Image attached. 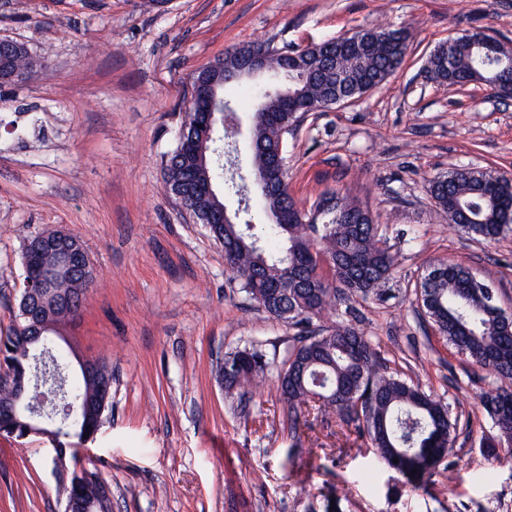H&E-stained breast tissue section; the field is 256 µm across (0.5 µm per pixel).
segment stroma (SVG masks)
<instances>
[{
  "label": "stroma",
  "instance_id": "obj_1",
  "mask_svg": "<svg viewBox=\"0 0 512 512\" xmlns=\"http://www.w3.org/2000/svg\"><path fill=\"white\" fill-rule=\"evenodd\" d=\"M372 27L410 32L403 65L287 135L288 190L306 212L349 190L396 258L382 296L321 323L355 325L457 419L453 455L418 490L319 403L291 423L276 376L296 328L249 299L164 187L195 74L254 43L305 48ZM475 30L512 41V0H0V39L40 61L0 83V335L26 240L79 238L97 279L57 346L112 365V415L78 462L107 483L111 512H324L330 499L341 512H512V462L482 401L499 381L439 334L420 297L435 263H460L512 312V232L467 234L429 193L454 168L512 174V103L423 71L435 46ZM246 347L264 354L265 381L227 396L216 363ZM52 456L45 436L0 435V512H64Z\"/></svg>",
  "mask_w": 512,
  "mask_h": 512
}]
</instances>
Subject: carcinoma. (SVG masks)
Segmentation results:
<instances>
[{"mask_svg": "<svg viewBox=\"0 0 512 512\" xmlns=\"http://www.w3.org/2000/svg\"><path fill=\"white\" fill-rule=\"evenodd\" d=\"M405 30L361 29L355 35L320 43L326 57L314 58V50H288V57L277 53L268 58L270 75L284 71L285 59L306 61L310 79L288 81L280 90L293 96L302 106L314 107L336 94L358 98L370 86H379L402 64L408 50ZM252 46L235 50L222 59L224 71L211 72L205 90L216 83V98H224V72L237 67L238 58ZM0 60L8 68L0 71L8 81L22 82L34 65L18 50L0 43ZM429 80L449 86L484 83L490 87H512V59L507 58L495 37L483 32H468L453 39V45L439 46L426 61ZM260 118L253 124L250 172L265 174L266 190L260 195L265 223L252 224V214L242 210L239 222L226 227L210 223L224 209L226 197L250 193L224 172L219 147L224 138L220 126L204 128V119L194 108L186 113L184 128L166 163V188L177 195L192 180H210L216 186L212 196L192 195L184 206L204 225L224 252L228 269L241 288L270 316L285 320L298 329L289 348L284 367L276 379V390L289 405L291 421L311 399L335 412L346 425L368 435L380 457L393 466L403 462V477L416 488L434 467L435 449L452 452L457 420L448 407L420 387L389 373L387 360L350 323L324 328L316 324L324 311L354 297H376L389 280L395 258L384 248L369 226L355 230L350 218L361 206L346 193L331 196L333 207L308 216L295 208L288 194L287 172L270 165L295 117L283 111L277 92H260ZM430 194L448 221L465 232L494 241L512 230V185L507 180L473 168H456L430 181ZM347 256L350 267H337L323 273L322 257ZM42 262L53 273V291L71 300L72 308H58L48 318L54 326L74 315L81 295L94 281L93 269L71 271L54 251L44 250ZM424 295L426 312L440 334L480 368H490L501 385L484 394L483 402L494 417L511 448L512 420L504 421L501 411L512 409V334L499 331V315L491 309L489 297L474 287L468 268L462 264L440 263L427 282ZM25 323L20 319L8 333L0 336L5 359L28 364ZM268 362L261 351L245 348L230 353L217 363L216 371L226 393L265 376ZM99 378L66 382L80 396L79 418L103 424L112 403L98 401L100 381L112 379V368L98 362ZM416 473H411V470ZM106 484L85 474L71 492L79 499L93 501Z\"/></svg>", "mask_w": 512, "mask_h": 512, "instance_id": "carcinoma-1", "label": "carcinoma"}]
</instances>
